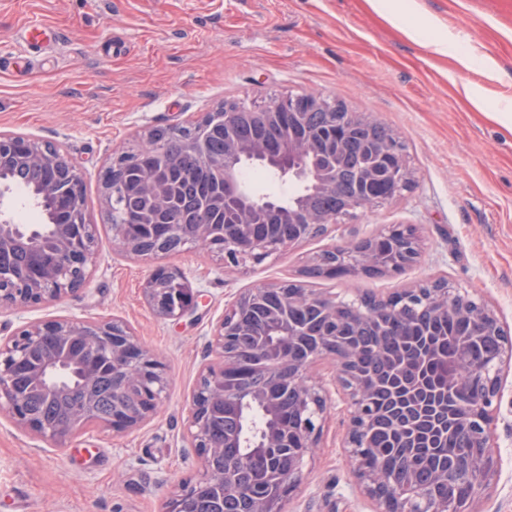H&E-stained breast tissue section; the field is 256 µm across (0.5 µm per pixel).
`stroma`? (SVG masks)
I'll return each mask as SVG.
<instances>
[{
    "label": "stroma",
    "instance_id": "35a3bbf8",
    "mask_svg": "<svg viewBox=\"0 0 512 512\" xmlns=\"http://www.w3.org/2000/svg\"><path fill=\"white\" fill-rule=\"evenodd\" d=\"M52 28L51 49L24 38ZM445 43L446 53L433 49ZM466 53L476 60L458 62ZM313 92L369 114L405 145L412 181L400 196L328 225L324 234L225 271L184 246L145 260L116 250L100 175L145 132L188 127L239 100ZM512 0H0V133L55 144L77 167L95 226L96 263L78 291L0 313V338L27 320H117L166 366L163 404L122 436L93 425L63 446L0 414V512H164L168 492L198 478L187 440L209 341L244 291L299 281L336 300L385 297L439 278L483 299L512 333ZM413 226L422 254L401 274L306 276L322 251ZM199 293L193 314L164 319L142 285L155 264ZM348 412L332 395L321 443L285 512H373L343 446ZM500 464L475 512H512V368L494 429Z\"/></svg>",
    "mask_w": 512,
    "mask_h": 512
}]
</instances>
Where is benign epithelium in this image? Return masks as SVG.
<instances>
[{
	"mask_svg": "<svg viewBox=\"0 0 512 512\" xmlns=\"http://www.w3.org/2000/svg\"><path fill=\"white\" fill-rule=\"evenodd\" d=\"M224 123V113H214L191 127L194 147L200 162L218 170L221 187L200 198L199 218L194 224H172L170 231L182 236L181 245L191 244L203 253L224 256V263L237 266L247 260L260 261L267 255L286 250L314 233L334 223L330 216L318 214L301 198L297 209L281 211L274 200L255 195L241 177L246 162H256L284 176L301 179L311 194H334L337 187L336 162L321 161V142L333 143L339 139L336 129L329 128V137L316 138L312 135L299 138L289 134L279 148L269 146L261 137L243 141L232 135L224 137V153L210 156L205 151V136L208 128ZM37 141L19 134L0 133V170L17 160H24L38 166L50 165L55 169L56 178L42 185L41 196L59 198V185L68 183L74 194H79L82 178L76 168L62 154H44L36 147ZM138 152L149 154L154 159L150 169L137 175V190L144 200L143 207L126 217L113 214V245L127 253L140 257H158L163 251L143 249L149 242L146 234L153 231L159 216L172 211L178 205L174 189L165 180L172 160L163 146L152 134L142 139ZM131 162L112 159V177L102 184L103 202L111 208L112 197L117 188L126 180L127 167ZM387 171L396 188L411 182V171L401 143L386 139L375 143L371 151L368 168L357 173V181L367 185ZM232 197L238 202L237 216L231 224H210L204 219L208 212L224 211V199ZM260 212H270L279 217L282 224H299L305 233L299 237L280 241H259L252 237L250 228L254 217ZM88 224L81 198H76L68 210V216L54 224L51 237L53 259L44 262L39 259L40 245L33 236L23 235L21 225L15 223L10 212L0 211V308L24 310L38 307L64 294L74 292L83 286L94 263L93 246L88 234ZM26 243L36 257L31 268L12 269L2 259L21 243ZM346 261L339 271L342 275L389 274L395 266H383L374 262L363 240H356L344 246ZM421 250V240L412 230L403 232L398 246L400 258L397 262L412 265L415 252ZM287 294L286 301L270 307L267 318L288 329V345L280 348L266 344L264 337L256 338L255 363L253 368L265 373L284 377L280 390L297 398L299 405L308 406L303 422L301 447H288L291 431L288 423L276 418L267 430L265 447L288 449L287 467L278 474L280 494L249 490L227 471L213 465L214 457L224 454V447L213 445L209 439L211 410L217 403H236L238 393L230 384L227 374L236 364L237 352L228 346V337L233 335L231 319L262 300L269 292ZM148 304L159 315L180 318L193 312L198 297L184 275L169 266L156 267L144 286ZM315 302L319 305L321 318L327 323H343V306L334 299L318 294L299 283L283 282L251 288L239 297L225 311L216 323L209 343L216 362L207 365L201 374L200 383L192 395L189 441L196 450L202 473L193 483H186L174 492L168 501L166 512H186L185 504L197 493L211 489L219 496L243 498L250 504L247 512H283L282 494L292 491L301 483L305 459L319 447L321 423L330 402L329 390L312 381L309 369L317 362L328 359L334 368L333 381L339 383L347 395L349 428L346 444L350 459H355L363 423L368 420L366 407L371 386L354 376V363L358 346L351 337L330 334L311 336L303 348L302 358H283L288 347L300 342V327L292 320L293 313L303 304ZM427 302L434 315L440 317L453 310L476 323L480 332L461 342V349L468 350L482 344L485 336L493 334L506 336L503 323L496 312L485 303L467 294H450L449 290L430 289ZM106 357L112 363L113 373L119 377L114 387L117 407L112 414L99 417L92 406L74 407L66 412L60 424H48L32 414L25 399L15 387V371L19 366L27 367L31 387L48 391L51 386L48 375H74L79 379L92 376L99 357ZM435 357L430 342L415 338L407 341V348L394 353L382 352L386 370L400 375L406 370L417 374ZM512 364V343H504L495 357L480 371L460 366H448L442 362L444 386L432 391L437 411L448 413L450 427L445 433L468 436L473 430H481L482 444L479 448H461L453 465L437 464L432 480L442 481L454 475L466 481L470 487L464 498L440 501L430 512H472L470 505L492 481L496 469L493 439V410L500 398L501 376L504 366ZM168 385L165 365L157 355L139 341L131 329L120 321L88 323L77 318H52L26 321L12 336L0 340V411L19 427L43 438L63 444L74 432L96 422L112 431V435L127 434L143 426L153 417L163 399ZM250 397L263 405L267 413L274 416L278 400L265 389L259 388ZM365 493L375 501L377 512H389L386 491H397L399 483L410 485L415 481L416 470L413 460H408L400 474V480L382 471L363 474L356 472Z\"/></svg>",
	"mask_w": 512,
	"mask_h": 512,
	"instance_id": "1",
	"label": "benign epithelium"
}]
</instances>
